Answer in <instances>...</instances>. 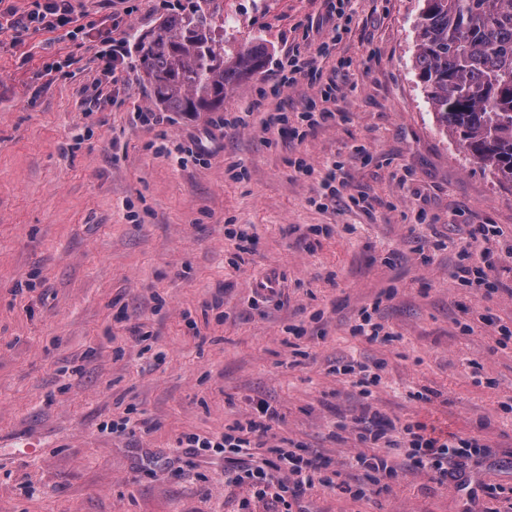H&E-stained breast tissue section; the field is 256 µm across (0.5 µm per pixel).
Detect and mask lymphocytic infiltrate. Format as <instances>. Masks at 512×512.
<instances>
[{
  "instance_id": "1",
  "label": "lymphocytic infiltrate",
  "mask_w": 512,
  "mask_h": 512,
  "mask_svg": "<svg viewBox=\"0 0 512 512\" xmlns=\"http://www.w3.org/2000/svg\"><path fill=\"white\" fill-rule=\"evenodd\" d=\"M0 19L16 32H23L36 27L50 32L66 28L76 20L73 0H34L32 10L20 13L8 0H0ZM329 53L328 43L319 44L311 53L304 55L300 51H292L288 58V72L282 75L278 85L272 86V95H279L283 87H290L299 82H307L317 87L316 99L310 100L296 120H289L286 112L274 110L267 112L263 119L265 129L285 132L291 123H298L305 131H312L323 122L335 116L331 105L336 100V84L325 78L319 66L320 58ZM497 229L488 224L473 226L463 245L456 268V278L466 286H476L485 289L487 294L498 291L499 285L492 280L488 273L471 258L483 243L489 242L495 236ZM279 419V413L267 401H258L254 414L248 422L246 435L225 432L221 438L210 439L197 435L179 438L177 444L182 448H221L228 455L230 462L235 463V482H250L255 495L259 499H271L273 503L283 500L299 502L307 490L315 485L333 486L332 478L322 476L321 463L315 455L301 456L284 453L282 449H274L272 456L256 461L254 465L243 468L239 462L242 458L251 456L254 448L263 447L264 440ZM409 436L405 455L412 467L429 472L432 479L440 485L456 479L459 460L475 455L489 454L487 445L475 439H463L454 436L437 434L435 428L424 423L409 425L405 428Z\"/></svg>"
}]
</instances>
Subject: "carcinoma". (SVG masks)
<instances>
[{
    "mask_svg": "<svg viewBox=\"0 0 512 512\" xmlns=\"http://www.w3.org/2000/svg\"><path fill=\"white\" fill-rule=\"evenodd\" d=\"M208 2L192 0L134 43L138 76L168 112H218L228 87L266 65L262 44L224 50ZM413 69L439 128L512 183V0H424Z\"/></svg>",
    "mask_w": 512,
    "mask_h": 512,
    "instance_id": "1",
    "label": "carcinoma"
}]
</instances>
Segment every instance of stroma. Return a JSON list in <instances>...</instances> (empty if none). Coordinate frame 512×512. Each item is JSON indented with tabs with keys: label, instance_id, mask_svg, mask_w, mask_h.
<instances>
[{
	"label": "stroma",
	"instance_id": "1",
	"mask_svg": "<svg viewBox=\"0 0 512 512\" xmlns=\"http://www.w3.org/2000/svg\"><path fill=\"white\" fill-rule=\"evenodd\" d=\"M423 6L346 0L348 31L322 63L352 61L335 72L337 115L302 139L262 119L296 114L316 88L261 93L290 48L329 39L326 0H221L230 48L269 50L263 72L225 94L223 116L246 122L223 130L210 112L137 118L156 106L134 38L167 0H83L74 39L0 29V512H267L219 449L176 446L222 435L257 398L280 413L269 446L303 444L324 475L365 488L316 487L304 512H487L491 487L512 498V185L433 118L412 68ZM107 35L124 52L109 75L95 59ZM51 59L60 69L46 71ZM297 159L312 175L293 171ZM335 163L345 187L314 205ZM243 224L246 255L226 234ZM474 224L499 229L490 296L454 276ZM438 237L445 248L422 249ZM365 307L392 341L353 334ZM137 326L150 339L135 341ZM351 360L380 365V381L365 390L334 372ZM425 390L440 400H417ZM365 409L493 453L440 486L381 442L370 449L396 471L367 480L353 425ZM128 417L147 428L113 431Z\"/></svg>",
	"mask_w": 512,
	"mask_h": 512
}]
</instances>
